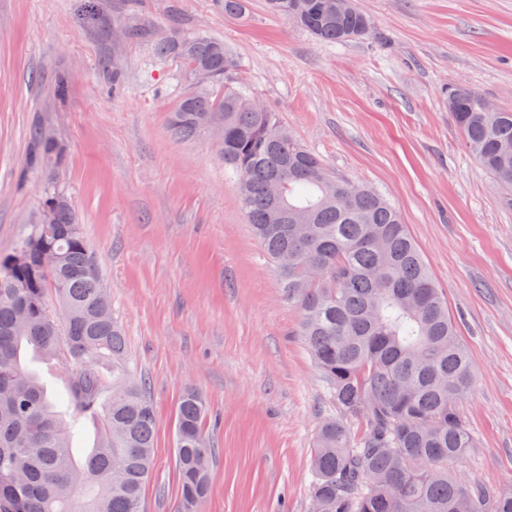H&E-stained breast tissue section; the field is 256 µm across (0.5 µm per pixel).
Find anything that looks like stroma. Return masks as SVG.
I'll return each instance as SVG.
<instances>
[{
	"instance_id": "35a3bbf8",
	"label": "stroma",
	"mask_w": 512,
	"mask_h": 512,
	"mask_svg": "<svg viewBox=\"0 0 512 512\" xmlns=\"http://www.w3.org/2000/svg\"><path fill=\"white\" fill-rule=\"evenodd\" d=\"M355 3L369 33L328 43L265 0L242 17L222 0H0V258L46 192L71 201L150 385L143 512L179 510L174 418L187 390L207 401L216 450L197 512H310L311 453L336 411L213 136L169 133L195 89L181 61L153 58L152 39L173 29L223 40L229 83L397 210L474 367L459 411L477 446L448 471L512 487V206L442 104L461 82L512 110V0ZM43 129L61 165L32 160Z\"/></svg>"
}]
</instances>
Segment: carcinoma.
I'll return each instance as SVG.
<instances>
[{"label":"carcinoma","mask_w":512,"mask_h":512,"mask_svg":"<svg viewBox=\"0 0 512 512\" xmlns=\"http://www.w3.org/2000/svg\"><path fill=\"white\" fill-rule=\"evenodd\" d=\"M267 0L275 15L318 39L366 35L355 0ZM208 82L184 98L169 128L176 140L224 116L219 146L237 178L254 235L300 315L299 335L338 415L320 425L311 460V512H512V487L467 485L448 474L477 442L459 401L472 387L469 353L397 212L378 194L336 178L275 113L224 83L234 60L224 42L173 30L153 44ZM445 104L465 147L512 190V111L490 109L469 86ZM283 185L280 204L269 184ZM53 224L17 243L30 260L0 271V512H141L153 469L156 416L145 378L133 375L122 324L99 307L100 258L67 199L49 193ZM27 332L15 334L20 318ZM112 374V388L106 387ZM101 422L76 462L80 422ZM364 433L351 436L347 419ZM207 405L187 391L175 415L174 461L182 512H195L213 461Z\"/></svg>","instance_id":"1"}]
</instances>
